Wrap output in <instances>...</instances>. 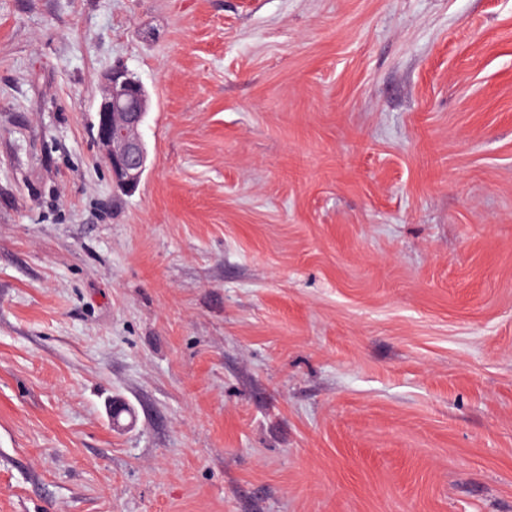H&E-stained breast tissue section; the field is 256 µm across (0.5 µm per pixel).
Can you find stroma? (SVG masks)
Wrapping results in <instances>:
<instances>
[{"label":"stroma","mask_w":512,"mask_h":512,"mask_svg":"<svg viewBox=\"0 0 512 512\" xmlns=\"http://www.w3.org/2000/svg\"><path fill=\"white\" fill-rule=\"evenodd\" d=\"M0 512H512V0H0ZM150 109L143 85L127 70L114 68L104 78L96 111L95 140L112 177L123 189H134L146 170L148 152L141 126Z\"/></svg>","instance_id":"35a3bbf8"}]
</instances>
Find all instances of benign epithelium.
<instances>
[{
    "label": "benign epithelium",
    "instance_id": "benign-epithelium-1",
    "mask_svg": "<svg viewBox=\"0 0 512 512\" xmlns=\"http://www.w3.org/2000/svg\"><path fill=\"white\" fill-rule=\"evenodd\" d=\"M150 109L143 85L127 70L114 68L104 78V91L96 111L95 140L112 182L131 190L146 170L148 152L141 126Z\"/></svg>",
    "mask_w": 512,
    "mask_h": 512
}]
</instances>
